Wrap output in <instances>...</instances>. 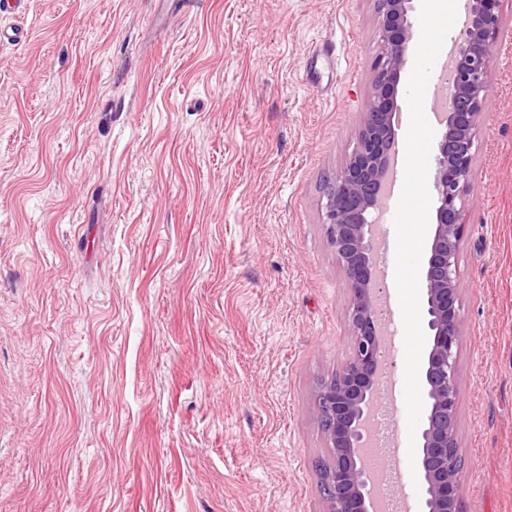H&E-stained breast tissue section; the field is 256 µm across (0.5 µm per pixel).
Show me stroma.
<instances>
[{
	"label": "stroma",
	"instance_id": "stroma-1",
	"mask_svg": "<svg viewBox=\"0 0 512 512\" xmlns=\"http://www.w3.org/2000/svg\"><path fill=\"white\" fill-rule=\"evenodd\" d=\"M29 0L0 46V512H326L348 355L321 197L374 0ZM460 254L463 512H512V0ZM380 403L405 415L403 324Z\"/></svg>",
	"mask_w": 512,
	"mask_h": 512
}]
</instances>
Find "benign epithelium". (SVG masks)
<instances>
[{
	"label": "benign epithelium",
	"instance_id": "obj_1",
	"mask_svg": "<svg viewBox=\"0 0 512 512\" xmlns=\"http://www.w3.org/2000/svg\"><path fill=\"white\" fill-rule=\"evenodd\" d=\"M380 47L353 149L322 197L326 239L342 265L349 295L345 312L348 358L336 380L319 386L315 401L330 450L322 483L327 512H376L370 473L363 464L369 416L387 369L388 345L381 317L376 214L383 207L397 146L396 96L411 40L412 0H375ZM500 0H469L466 20L448 77L445 130L435 155L433 232L421 271L429 347L422 365L427 408L420 431L418 469L421 512H463L458 486L463 471L457 441V355L463 333L460 312V247L476 130L488 91L493 39L500 27Z\"/></svg>",
	"mask_w": 512,
	"mask_h": 512
}]
</instances>
